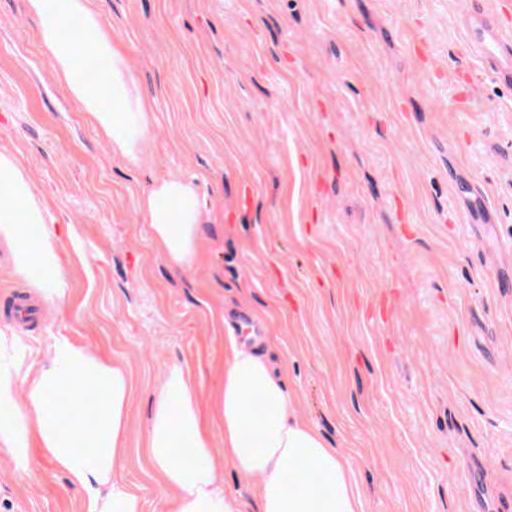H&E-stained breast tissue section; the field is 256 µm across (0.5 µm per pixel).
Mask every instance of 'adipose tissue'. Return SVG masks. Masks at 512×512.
<instances>
[{
	"instance_id": "ef3b65f1",
	"label": "adipose tissue",
	"mask_w": 512,
	"mask_h": 512,
	"mask_svg": "<svg viewBox=\"0 0 512 512\" xmlns=\"http://www.w3.org/2000/svg\"><path fill=\"white\" fill-rule=\"evenodd\" d=\"M27 8L78 112L114 155L138 166L152 138L150 106L91 0H27ZM136 208L167 265L191 272L204 224L195 184L158 180ZM0 245L43 303L62 308L63 245L27 172L8 152H0ZM130 395L127 367L89 345L55 336L38 359L12 327H0V452L17 479L29 477L37 453L78 493L82 512H144L124 475ZM145 452L169 494V512H242L224 490L228 466L263 485L255 512H363L347 458L297 414L258 349L234 338L209 400L190 367L167 369L153 392Z\"/></svg>"
}]
</instances>
